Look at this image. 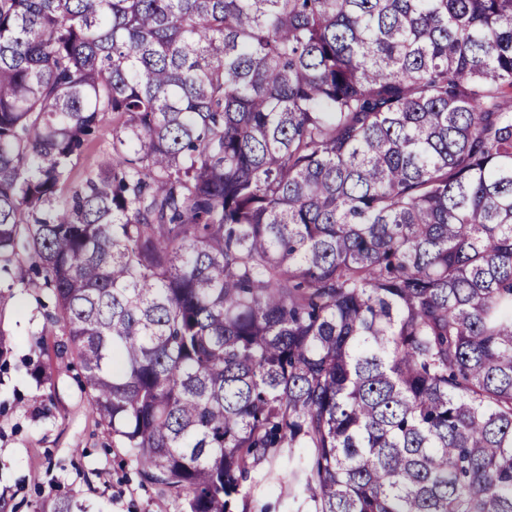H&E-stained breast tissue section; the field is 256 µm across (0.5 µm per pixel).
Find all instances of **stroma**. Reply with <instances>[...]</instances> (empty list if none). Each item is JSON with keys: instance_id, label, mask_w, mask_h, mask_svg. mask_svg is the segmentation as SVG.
Masks as SVG:
<instances>
[{"instance_id": "stroma-1", "label": "stroma", "mask_w": 512, "mask_h": 512, "mask_svg": "<svg viewBox=\"0 0 512 512\" xmlns=\"http://www.w3.org/2000/svg\"><path fill=\"white\" fill-rule=\"evenodd\" d=\"M46 292L17 288L0 309L10 366L0 369V496L15 512L69 496L87 512H184L185 494L144 478L98 425L82 371L67 347ZM286 458L260 464L243 483L238 505L289 512Z\"/></svg>"}]
</instances>
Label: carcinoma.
I'll return each mask as SVG.
<instances>
[{
	"instance_id": "cac0c4a2",
	"label": "carcinoma",
	"mask_w": 512,
	"mask_h": 512,
	"mask_svg": "<svg viewBox=\"0 0 512 512\" xmlns=\"http://www.w3.org/2000/svg\"><path fill=\"white\" fill-rule=\"evenodd\" d=\"M0 274L187 512H512V0H0ZM111 142L112 114H108L103 121L102 133L89 145L74 167L72 179L75 183H79L88 170L96 168L107 157L111 150ZM288 450L285 454L271 462L260 464L252 470V478L243 483L234 512H241L246 505V512H257L265 503L276 505L277 512H291L289 507L293 487H288V480L282 478L286 467ZM269 472L272 476L279 475V480H261V474Z\"/></svg>"
}]
</instances>
